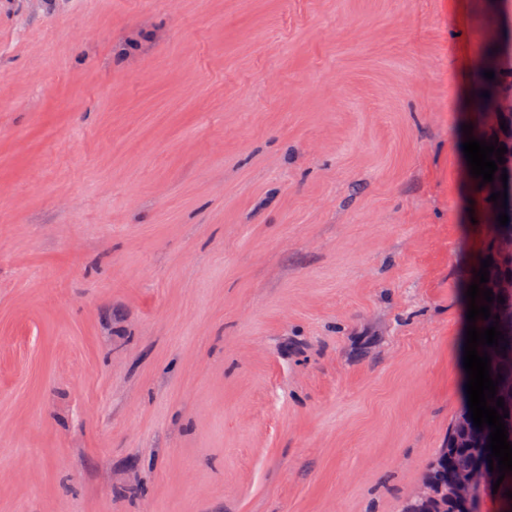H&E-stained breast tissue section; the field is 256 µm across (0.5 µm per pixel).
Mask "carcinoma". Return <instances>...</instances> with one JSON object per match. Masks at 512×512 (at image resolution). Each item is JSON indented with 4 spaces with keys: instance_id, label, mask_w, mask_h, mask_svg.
Listing matches in <instances>:
<instances>
[{
    "instance_id": "carcinoma-1",
    "label": "carcinoma",
    "mask_w": 512,
    "mask_h": 512,
    "mask_svg": "<svg viewBox=\"0 0 512 512\" xmlns=\"http://www.w3.org/2000/svg\"><path fill=\"white\" fill-rule=\"evenodd\" d=\"M486 69L495 72V79L489 81L480 78L472 89V101L474 106L482 110L486 99L482 98V91H490V96L512 94V42L499 47L489 62L484 65ZM493 122L490 123L477 139L488 143L498 142V145H505L507 134L500 128V122L512 126V111L491 113ZM501 171H496L494 181L479 185L481 179H473L475 191L482 198L486 199L484 214H489L496 209L494 202L489 200L493 192L503 190L500 180ZM486 248L499 253H512V226L506 225L499 228L497 233L488 234ZM496 396L504 398L505 408L509 411V420L512 421V372L503 374V380L499 381ZM470 419L469 410L462 411L454 420L448 431V443L429 461L425 467L421 479H435L446 484L451 483L457 472L466 467H473L480 464L488 457L490 451L471 439H462V431L467 420ZM512 491V471L506 473V478L500 484L498 490H477L468 500L446 499L441 508L434 512H482V504L486 499H494L503 505L501 512H512V499L505 495L506 491Z\"/></svg>"
}]
</instances>
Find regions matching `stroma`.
I'll use <instances>...</instances> for the list:
<instances>
[{"label":"stroma","instance_id":"stroma-1","mask_svg":"<svg viewBox=\"0 0 512 512\" xmlns=\"http://www.w3.org/2000/svg\"><path fill=\"white\" fill-rule=\"evenodd\" d=\"M504 0H0V512H398L467 403L460 109Z\"/></svg>","mask_w":512,"mask_h":512}]
</instances>
